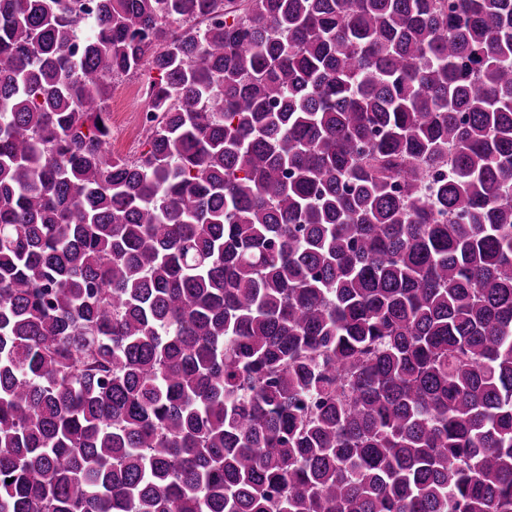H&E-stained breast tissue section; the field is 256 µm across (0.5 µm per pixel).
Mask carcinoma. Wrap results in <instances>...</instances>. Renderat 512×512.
Masks as SVG:
<instances>
[{"instance_id":"carcinoma-1","label":"carcinoma","mask_w":512,"mask_h":512,"mask_svg":"<svg viewBox=\"0 0 512 512\" xmlns=\"http://www.w3.org/2000/svg\"><path fill=\"white\" fill-rule=\"evenodd\" d=\"M0 512H512V0H0ZM146 67L147 66H144L141 71L134 75L124 76L112 82V90L106 102L107 111L110 112L109 123L112 128V137L109 139L106 147L111 150L112 153L123 157L135 158L149 149L145 131L137 130L135 114L138 112L137 126L145 130L150 124L151 111L148 105H144L139 109L142 100L132 95L125 94L124 99L118 106L114 104L113 110L111 107L112 100L115 101V96L119 91L139 85L144 75L157 77L155 71L146 72L144 70ZM129 138L133 139L131 147L127 146Z\"/></svg>"}]
</instances>
